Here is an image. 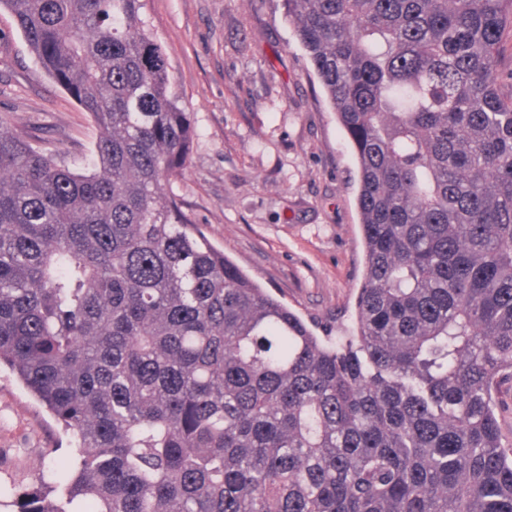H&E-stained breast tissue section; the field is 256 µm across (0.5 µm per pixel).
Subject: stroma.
Returning a JSON list of instances; mask_svg holds the SVG:
<instances>
[{"mask_svg":"<svg viewBox=\"0 0 512 512\" xmlns=\"http://www.w3.org/2000/svg\"><path fill=\"white\" fill-rule=\"evenodd\" d=\"M196 140L173 184L211 243L316 326H353L363 282L357 161L283 0H145ZM0 116L82 164L98 136L0 12ZM77 446L0 367V483H57Z\"/></svg>","mask_w":512,"mask_h":512,"instance_id":"35a3bbf8","label":"stroma"}]
</instances>
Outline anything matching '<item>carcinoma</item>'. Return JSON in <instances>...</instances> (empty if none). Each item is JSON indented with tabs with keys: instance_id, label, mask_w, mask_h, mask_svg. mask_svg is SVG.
<instances>
[{
	"instance_id": "obj_1",
	"label": "carcinoma",
	"mask_w": 512,
	"mask_h": 512,
	"mask_svg": "<svg viewBox=\"0 0 512 512\" xmlns=\"http://www.w3.org/2000/svg\"><path fill=\"white\" fill-rule=\"evenodd\" d=\"M354 151L365 273L319 336L172 185L192 113L142 0H0L99 132L0 118V364L78 439L9 512H512V0H284ZM496 415L502 432V442L512 446V378L499 381L496 387Z\"/></svg>"
}]
</instances>
